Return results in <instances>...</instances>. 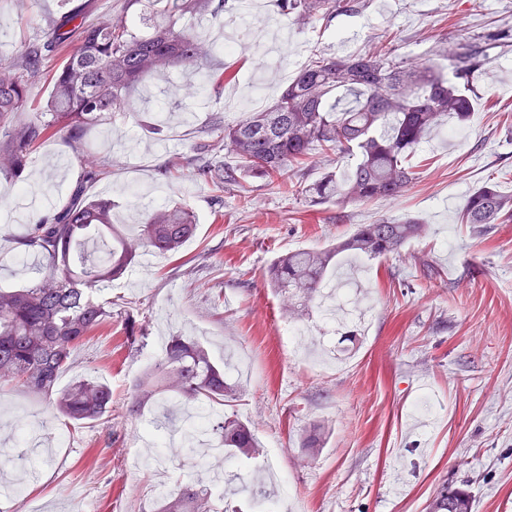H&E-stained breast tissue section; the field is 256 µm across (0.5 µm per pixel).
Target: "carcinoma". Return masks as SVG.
I'll return each mask as SVG.
<instances>
[{
	"instance_id": "1",
	"label": "carcinoma",
	"mask_w": 512,
	"mask_h": 512,
	"mask_svg": "<svg viewBox=\"0 0 512 512\" xmlns=\"http://www.w3.org/2000/svg\"><path fill=\"white\" fill-rule=\"evenodd\" d=\"M148 5L152 10H140L135 19L123 13L91 26L74 24L77 13L66 15L51 22L43 39L28 45L15 63L0 66V175L20 178L31 150L54 136L80 152L82 167L71 203L32 220L19 238L24 249L36 250L45 261L37 278L21 287H0V391L18 388L43 397L53 414L76 424L99 422L112 412L111 390L101 381L81 378L57 388L75 350L112 325V301L100 299L97 291L119 279L142 251L179 256L196 229L192 212L174 204L152 209L134 237L123 236L112 223V201L84 195V183L99 180L103 168L96 154L82 150L83 131L132 111L131 92L147 75L191 69L204 73L217 90L237 77L233 70H213V48L183 23L206 11L216 15L222 5L214 0H148ZM365 5V0H278L281 14L299 21L355 15ZM495 48L479 44L460 53L440 45L434 57L422 61L399 59L383 48L319 58L300 69L270 107L224 126V136L210 145L215 154L234 155L240 167L205 162L195 175L222 191L241 172L271 180L302 167L316 153L329 157L348 151L356 155L350 175L332 171L311 184L292 180L288 192L341 204L397 199L415 180L407 164L415 146L448 115L460 124L468 120L475 96L469 75L490 61ZM57 49L65 59L52 77L43 111L24 125L12 124L14 113L28 107V81L39 76L45 57ZM443 60L454 63V79L443 72ZM345 95L353 96L354 105L343 109ZM460 218L464 224H505L512 221V198L481 186L465 199ZM425 231L415 219L360 224L336 246L278 256L266 277L286 310L299 316L339 253L386 256ZM105 235L112 246L100 262L86 246ZM224 376L204 343L174 336L137 378L127 412L138 415L164 397L222 405L237 396ZM213 431L226 455L253 460L262 454L251 425L235 415L222 418ZM159 512L235 510L224 505V496L198 483L164 498ZM428 512H471L470 496L443 486Z\"/></svg>"
}]
</instances>
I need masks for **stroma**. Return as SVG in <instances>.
<instances>
[{
	"label": "stroma",
	"mask_w": 512,
	"mask_h": 512,
	"mask_svg": "<svg viewBox=\"0 0 512 512\" xmlns=\"http://www.w3.org/2000/svg\"><path fill=\"white\" fill-rule=\"evenodd\" d=\"M253 2L244 17L227 0L220 19L192 22L238 80L191 96L183 88L202 84L201 73L145 77L137 112L87 135L106 173L86 194L112 200L114 223L132 233L154 206L179 204L194 212L197 229L180 259L140 252L103 290L117 301L112 328L79 347L59 379L65 387L91 374L108 384V423L77 428L52 417L45 398L0 393V447L33 475L21 491L0 494V512H157L158 486L177 490L211 468L238 475L244 491L231 503L241 512L263 503L276 512H426L445 485L465 489L472 512H512V223L460 221L475 186L512 194V94L500 87L512 81V37L493 50L492 75H476L468 121H446L415 147L417 178L400 199L316 205L278 181L243 175L219 192L193 172L204 144L244 115L252 85L262 110L285 74L343 48L362 54L390 39L397 54L426 58L444 40L463 52L512 28V0H369L358 15L304 25L279 16L274 0ZM73 8L92 24L120 13L123 0H0V60ZM63 60L47 57L14 123L41 111ZM175 159L177 176L165 171ZM81 172L71 146L52 137L31 152L19 182L0 177V214H10L0 217L1 286L35 279L42 258L19 253L17 239L32 218L69 204ZM408 217L427 231L399 252L337 257L325 288L338 291L355 267L362 300L338 291L300 318L286 313L265 276L275 257ZM292 325L304 332L297 348L280 337ZM177 334L205 341L239 387L231 405L197 403L194 411L250 421L258 459L186 458L144 440L162 405L128 416L134 381L163 338ZM316 425L324 446L311 453L301 436Z\"/></svg>",
	"instance_id": "obj_1"
}]
</instances>
